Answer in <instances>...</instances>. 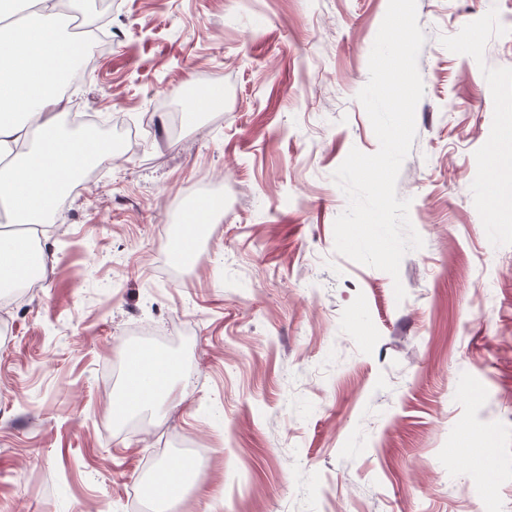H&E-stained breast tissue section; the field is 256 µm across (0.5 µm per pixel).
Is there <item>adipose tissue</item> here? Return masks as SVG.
I'll use <instances>...</instances> for the list:
<instances>
[{
    "label": "adipose tissue",
    "mask_w": 512,
    "mask_h": 512,
    "mask_svg": "<svg viewBox=\"0 0 512 512\" xmlns=\"http://www.w3.org/2000/svg\"><path fill=\"white\" fill-rule=\"evenodd\" d=\"M34 11L0 27V222L45 224L69 181L104 155L99 140L63 132L46 114L56 103L64 66L86 58L93 43L61 35L58 0H33ZM50 253L0 233V291L45 271ZM178 362L165 353L129 357L131 386L117 400L123 415L168 399Z\"/></svg>",
    "instance_id": "adipose-tissue-1"
}]
</instances>
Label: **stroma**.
I'll return each instance as SVG.
<instances>
[{"mask_svg":"<svg viewBox=\"0 0 512 512\" xmlns=\"http://www.w3.org/2000/svg\"><path fill=\"white\" fill-rule=\"evenodd\" d=\"M387 5L117 0L109 50L55 113L140 131L43 225L52 261L6 313L0 512H137L178 438L210 453L158 512H512V176L487 173L512 129V0H417L424 96L396 190L424 245L395 278L333 232L334 171L379 148L356 95ZM213 84L223 107L169 137ZM203 195L224 211L171 266ZM143 326L180 339L155 345L180 368L139 414L150 436L107 387ZM208 201L210 202V205L203 212L201 220L202 224H212L214 216L224 209V205L221 200L211 199ZM190 219L191 216H187L184 222L187 224L197 223L192 222ZM187 224H183L178 233L171 236L168 240L167 256L173 264H181V259L189 246L195 248L197 246L198 230L201 228L202 224ZM197 259L198 253L195 250L189 251L185 253L182 264L192 265L197 261Z\"/></svg>","mask_w":512,"mask_h":512,"instance_id":"1","label":"stroma"}]
</instances>
